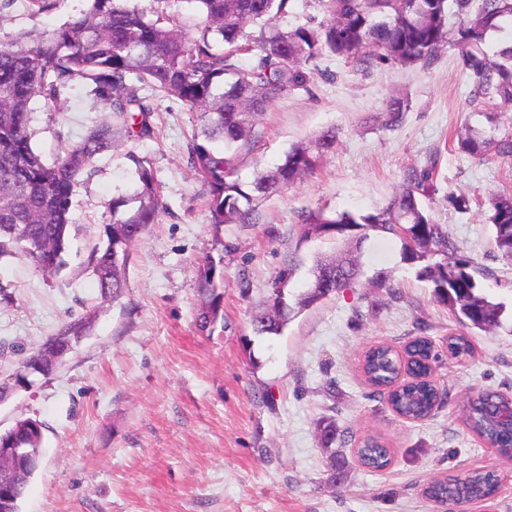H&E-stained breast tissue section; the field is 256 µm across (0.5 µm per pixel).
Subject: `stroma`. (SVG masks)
Listing matches in <instances>:
<instances>
[{
    "label": "stroma",
    "instance_id": "stroma-1",
    "mask_svg": "<svg viewBox=\"0 0 512 512\" xmlns=\"http://www.w3.org/2000/svg\"><path fill=\"white\" fill-rule=\"evenodd\" d=\"M84 0H0V40L46 31L84 9ZM307 87L259 117L240 150L243 179L280 163L291 144L336 127L335 150L315 171L260 207L256 224L214 226L188 143L196 113L161 98L155 136L127 150L150 158L164 209L135 243L127 286L103 300L83 262L113 195L131 182L123 153L96 162L73 199L68 267L42 275L21 257L0 259V284L13 304L0 306V378L69 318L92 315L89 335L50 377L0 403V429L33 417L45 425L39 468L20 512H443L423 495L443 474L496 470L498 497L455 512H512V461L463 424V402L487 389L512 394V333L477 332L474 356L442 359L435 378L446 394L427 419L398 418L365 382L359 359L370 345L402 347L426 333L442 340L456 322L426 283L402 263L400 244L370 237L367 274L389 270L394 291L360 284L305 310L279 336H256L251 316L289 257L312 260L327 244L301 240L304 210H370L396 191L405 169L434 167L432 215L473 259L497 298L512 300V261L494 246L485 208L512 191V165L455 152L451 133L469 124L512 131V107L494 121L465 105L468 85L458 53L444 46L429 66L359 65L323 59L305 67ZM406 98L402 124L376 117L386 100ZM33 143L46 158L78 142L103 115L83 90L58 105L33 104ZM470 197L468 212L447 194ZM224 276V318L212 330L195 325L196 282L204 257ZM336 422L323 447L321 418ZM368 434L391 451L390 467L369 471L355 449Z\"/></svg>",
    "mask_w": 512,
    "mask_h": 512
}]
</instances>
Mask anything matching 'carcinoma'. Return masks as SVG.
Masks as SVG:
<instances>
[{
	"label": "carcinoma",
	"instance_id": "cac0c4a2",
	"mask_svg": "<svg viewBox=\"0 0 512 512\" xmlns=\"http://www.w3.org/2000/svg\"><path fill=\"white\" fill-rule=\"evenodd\" d=\"M294 0H88V7L61 26L34 38L28 33L0 45V259L22 253L49 276L67 268L72 199L93 173L94 162L111 156L124 142L154 135L151 116L154 94L180 101L198 113L189 143L192 167L206 186L210 222L256 224L259 203L280 194L314 172L320 159L336 146L338 132L330 127L314 139L291 146L274 168L244 180L238 153L254 132L259 115L304 86L303 66L327 57L356 63L373 62L413 67L432 64L445 44L457 47L469 92L466 104L475 112L512 106V41L491 56L485 49L489 32L512 23V0H307L324 14L303 25L283 29L278 21ZM460 20L457 29L448 17ZM256 60L241 64V55ZM81 87L104 115L89 125L80 141L47 161L35 149L31 126L32 101L41 97L56 104ZM408 103L393 97L382 112V125H400ZM220 142L223 151L212 149ZM454 148L471 158L512 160V133L488 134L472 126L457 135ZM133 190L112 199L110 220L100 225L84 270L97 282L104 300L118 299L127 286L130 250L151 224L159 223L162 200L152 162L133 151ZM433 170L407 169L398 191L369 211H303L302 238L328 240L339 252L315 260L306 291L288 297L285 287L300 261L274 277L252 318L257 336H278L302 311L352 288L365 278L363 244L370 236L392 237L400 243L401 262L432 288L434 300L452 310L463 332L448 337V355L457 360L473 354L475 331L504 327L507 305L497 300L477 277L472 258L437 223L426 202L432 200ZM487 223L502 257L512 260V193L488 202ZM216 267L206 261L198 282V330L214 328L223 317L224 293L215 282ZM89 315L64 322L26 358L32 363L68 336H86ZM432 341L412 340L404 354L378 344L364 354L362 370L378 389H389V405L399 416L419 420L435 408L438 389ZM512 399L485 390L462 406L466 427L489 447L512 459V427L495 410ZM44 424L26 417L15 422L13 446L40 448ZM360 462L380 471L391 462L390 449L367 438L357 449ZM28 458L0 463L8 481L10 504L0 512H18L28 478ZM500 488L496 472L476 469L463 476L432 480L427 499L454 504L488 501Z\"/></svg>",
	"mask_w": 512,
	"mask_h": 512
}]
</instances>
